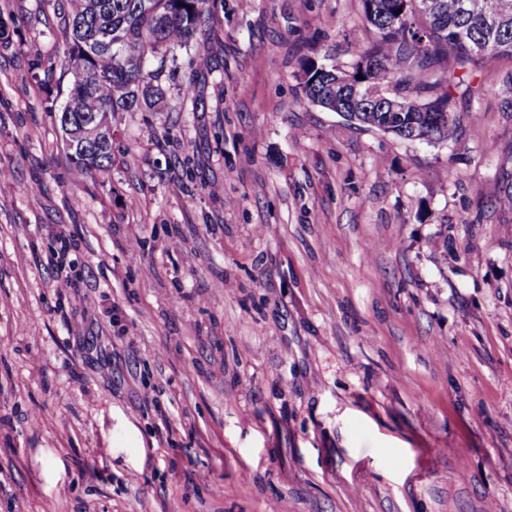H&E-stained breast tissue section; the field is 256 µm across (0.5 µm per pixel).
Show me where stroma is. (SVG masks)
Instances as JSON below:
<instances>
[{
    "label": "stroma",
    "instance_id": "35a3bbf8",
    "mask_svg": "<svg viewBox=\"0 0 512 512\" xmlns=\"http://www.w3.org/2000/svg\"><path fill=\"white\" fill-rule=\"evenodd\" d=\"M65 10L0 0V512H512L497 96L399 140L299 84L369 43L359 0H215L90 178ZM99 137L100 134L94 128L88 129L83 134L82 148L77 146L72 156H68L75 168L90 177L109 171L114 163L112 144L107 149L101 148L98 145Z\"/></svg>",
    "mask_w": 512,
    "mask_h": 512
}]
</instances>
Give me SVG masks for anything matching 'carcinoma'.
Wrapping results in <instances>:
<instances>
[{
    "label": "carcinoma",
    "mask_w": 512,
    "mask_h": 512,
    "mask_svg": "<svg viewBox=\"0 0 512 512\" xmlns=\"http://www.w3.org/2000/svg\"><path fill=\"white\" fill-rule=\"evenodd\" d=\"M64 17L65 63L71 75L67 99L77 97L72 118L93 116L114 130L118 113L134 108L156 112L164 89L160 69H148L162 48L194 47L213 0H68ZM375 40L349 66L302 63V90L313 105L404 141L458 140L456 98L489 92L472 83L471 64L486 69L512 59V12L499 15V0H360ZM345 71L360 81V101L336 98V75ZM500 108L512 114V72L497 87ZM406 104L404 112H384L383 98ZM88 129L69 161L92 177L110 170L112 148L98 145ZM498 203L512 210V167L501 169Z\"/></svg>",
    "instance_id": "obj_1"
}]
</instances>
